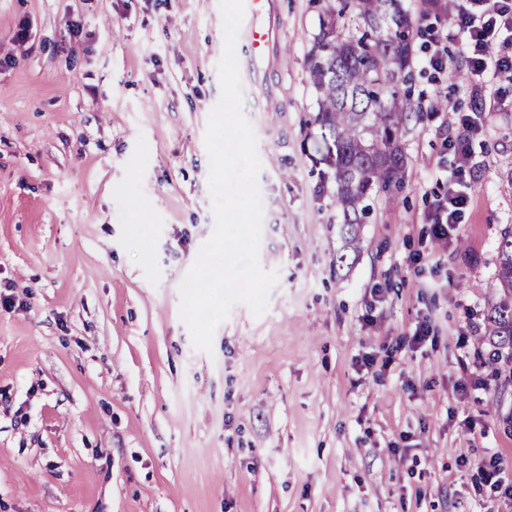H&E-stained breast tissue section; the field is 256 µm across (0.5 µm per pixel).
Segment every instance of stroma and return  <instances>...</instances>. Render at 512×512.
I'll return each mask as SVG.
<instances>
[{"mask_svg": "<svg viewBox=\"0 0 512 512\" xmlns=\"http://www.w3.org/2000/svg\"><path fill=\"white\" fill-rule=\"evenodd\" d=\"M404 4L420 115L404 185L376 195L340 267L306 67L325 4L279 0L275 105L242 81L278 281L206 353L180 286L214 225L220 0H0V512H477L485 455L512 460V359L484 320L512 226V111L486 113L465 222L437 239L442 122L471 85L420 64L452 12Z\"/></svg>", "mask_w": 512, "mask_h": 512, "instance_id": "1", "label": "stroma"}]
</instances>
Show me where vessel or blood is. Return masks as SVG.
Here are the masks:
<instances>
[{
	"label": "vessel or blood",
	"mask_w": 512,
	"mask_h": 512,
	"mask_svg": "<svg viewBox=\"0 0 512 512\" xmlns=\"http://www.w3.org/2000/svg\"><path fill=\"white\" fill-rule=\"evenodd\" d=\"M243 25L248 33L247 53L241 59L255 84H262V75L276 58L282 30L278 0H244Z\"/></svg>",
	"instance_id": "1"
}]
</instances>
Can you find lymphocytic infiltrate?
Masks as SVG:
<instances>
[{
  "label": "lymphocytic infiltrate",
  "instance_id": "1",
  "mask_svg": "<svg viewBox=\"0 0 512 512\" xmlns=\"http://www.w3.org/2000/svg\"><path fill=\"white\" fill-rule=\"evenodd\" d=\"M453 11L454 24L433 35L431 54L424 63L432 68L444 66L449 48H456V58L479 94L469 111L457 118L461 129L454 146L458 163L443 172L448 190L435 197L426 216L440 239L462 222L469 202L467 144L479 134L485 113L495 110L501 86L512 82V0H453ZM478 485L485 490L484 502L502 495L512 498V463L498 454L489 455Z\"/></svg>",
  "mask_w": 512,
  "mask_h": 512
}]
</instances>
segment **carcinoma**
Wrapping results in <instances>:
<instances>
[{"label": "carcinoma", "instance_id": "carcinoma-1", "mask_svg": "<svg viewBox=\"0 0 512 512\" xmlns=\"http://www.w3.org/2000/svg\"><path fill=\"white\" fill-rule=\"evenodd\" d=\"M353 17L354 26L338 19ZM413 29L402 0H333L319 17L307 54L309 82L316 92L318 151L332 166L344 253L356 251L358 227L371 217L372 199L403 184L401 138L412 119L407 69ZM496 274L503 296L488 312L489 335L512 350V228L497 246Z\"/></svg>", "mask_w": 512, "mask_h": 512}]
</instances>
